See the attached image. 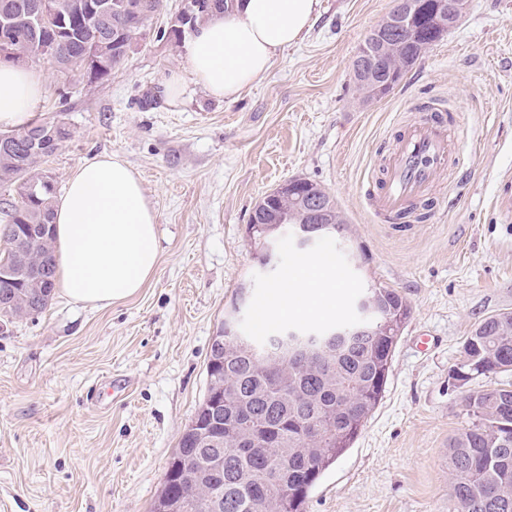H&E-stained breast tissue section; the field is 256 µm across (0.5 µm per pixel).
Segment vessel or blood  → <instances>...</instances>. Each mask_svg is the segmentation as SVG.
<instances>
[{"label":"vessel or blood","instance_id":"b4317fda","mask_svg":"<svg viewBox=\"0 0 512 512\" xmlns=\"http://www.w3.org/2000/svg\"><path fill=\"white\" fill-rule=\"evenodd\" d=\"M452 155L441 122L430 119L411 125L385 159L372 195L376 208L393 215L405 211L447 169Z\"/></svg>","mask_w":512,"mask_h":512}]
</instances>
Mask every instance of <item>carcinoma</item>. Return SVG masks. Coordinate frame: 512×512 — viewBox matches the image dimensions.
<instances>
[{"mask_svg": "<svg viewBox=\"0 0 512 512\" xmlns=\"http://www.w3.org/2000/svg\"><path fill=\"white\" fill-rule=\"evenodd\" d=\"M37 0H0V25L29 28L11 45L12 60H37L61 73H79L93 83L112 75L128 51L145 34L162 0H142L139 19L127 15L126 0H51L52 20L34 25ZM211 7H193L186 21L168 29L174 46L185 29H196L215 14L233 9L235 0H212ZM415 34L387 37L370 48L385 56L395 78L373 66L366 76H354L358 93L383 86L389 92L406 71L446 29L431 32L416 24ZM71 137L62 123L36 120L20 130L0 132V186L16 188L17 196L0 211V263L21 253L28 265L42 271L43 287L21 280L0 290V312L15 319L42 313L55 286L52 202L55 186L42 165ZM335 223L345 245L359 262L350 225L327 192ZM260 224H269L281 237L308 221L307 210L286 196L271 197L255 211ZM378 311L379 337H357L336 345L321 364L281 359L262 369L242 345L224 346V360L206 365L208 382L224 384V423L231 411L240 417L237 430L224 431L220 449L196 447L194 430L216 428L212 412L199 404L193 430L182 434L169 463L155 512L178 503L180 512H214L211 502L223 498L221 512H305L309 495L325 472L351 447L383 398L392 356L411 308L401 291L373 283L359 295ZM452 372L465 387L479 376L512 373V312L490 315L466 336L461 359ZM464 403L471 424L453 441L449 468L455 477L452 496L458 512H512V383L468 392ZM310 418L319 420L318 436L305 433Z\"/></svg>", "mask_w": 512, "mask_h": 512, "instance_id": "cac0c4a2", "label": "carcinoma"}]
</instances>
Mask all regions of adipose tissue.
Here are the masks:
<instances>
[{"label":"adipose tissue","instance_id":"obj_1","mask_svg":"<svg viewBox=\"0 0 512 512\" xmlns=\"http://www.w3.org/2000/svg\"><path fill=\"white\" fill-rule=\"evenodd\" d=\"M318 9L319 0H239L194 32L186 71L171 74L168 93L181 96L188 75L212 97L237 98L302 39ZM45 96L41 73L0 62V129L28 126ZM53 213L55 279L68 297L104 308L143 288L157 262V217L139 177L117 155L79 165Z\"/></svg>","mask_w":512,"mask_h":512}]
</instances>
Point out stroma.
<instances>
[{"mask_svg": "<svg viewBox=\"0 0 512 512\" xmlns=\"http://www.w3.org/2000/svg\"><path fill=\"white\" fill-rule=\"evenodd\" d=\"M181 3L163 0L109 79L78 84L38 67L48 81L38 118L72 130L45 166L57 189L78 165L118 155L156 210L159 255L127 300L92 309L58 292L43 313L0 327V512H151L237 288L253 282L263 302L303 260L281 241L269 278L245 234L254 205L291 178L336 199L364 262L321 289L314 315L274 313L271 330L351 319L370 282L412 308L382 401L306 512H457L448 452L470 423L463 396L502 379L462 390L450 371L475 323L512 311V0H468L455 28L369 100L351 60L396 0H321L303 39L225 101L190 81L179 100L167 92L184 66L166 36ZM436 114L455 154L424 195L425 218L375 216L365 194L395 136Z\"/></svg>", "mask_w": 512, "mask_h": 512, "instance_id": "obj_1", "label": "stroma"}]
</instances>
